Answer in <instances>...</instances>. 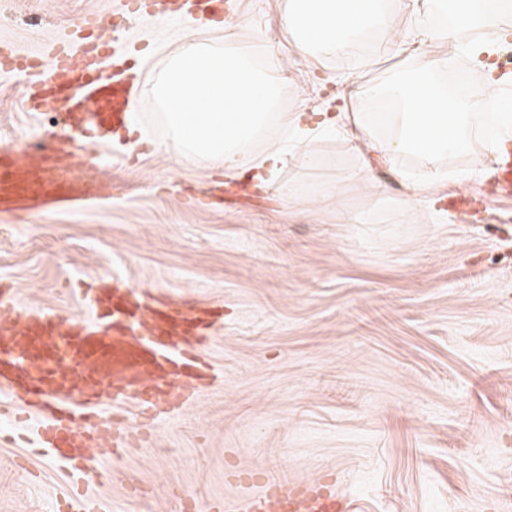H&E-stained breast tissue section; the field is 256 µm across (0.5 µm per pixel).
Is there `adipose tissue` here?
Wrapping results in <instances>:
<instances>
[{
    "instance_id": "obj_1",
    "label": "adipose tissue",
    "mask_w": 512,
    "mask_h": 512,
    "mask_svg": "<svg viewBox=\"0 0 512 512\" xmlns=\"http://www.w3.org/2000/svg\"><path fill=\"white\" fill-rule=\"evenodd\" d=\"M382 0H288L280 17L282 30L292 38L295 55L307 59L325 53L346 57L356 46L357 38L377 32L383 47L394 54L410 51L404 35L384 15ZM475 27L495 32L493 19L478 0H461L455 24L437 27L427 24L423 39L456 47V31ZM403 94L410 101L408 111L395 116V128L383 130L376 114L341 112L325 119L324 128L343 134L352 149L367 150L387 166H396L406 154L415 156L413 170L401 172L408 195L407 203H419L422 197L438 193L447 180L439 166L443 157L468 152L474 143H482L489 160H496L503 143L512 141V114L503 112L478 132L467 127L462 105L448 99L427 78L405 84Z\"/></svg>"
}]
</instances>
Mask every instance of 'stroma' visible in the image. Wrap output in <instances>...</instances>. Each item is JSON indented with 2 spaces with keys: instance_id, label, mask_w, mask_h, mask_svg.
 <instances>
[{
  "instance_id": "35a3bbf8",
  "label": "stroma",
  "mask_w": 512,
  "mask_h": 512,
  "mask_svg": "<svg viewBox=\"0 0 512 512\" xmlns=\"http://www.w3.org/2000/svg\"><path fill=\"white\" fill-rule=\"evenodd\" d=\"M119 0H16L0 9V42L34 48L96 13L129 30L142 82L182 43L222 37L264 49L291 69L285 112L305 113L307 143L273 188L209 205L219 173L174 157L143 125L123 147L85 143L83 157L123 186L120 198L42 215L0 218V288L59 319L83 315L82 291L119 282L196 301L217 315L207 350L218 391L158 418L149 439L100 462L91 492L102 512H182L255 491L265 478L336 483L352 512H495L512 485V236L502 223H458L459 190L512 218V201L483 194L484 148L443 158L472 178L449 182L417 208L396 171L364 162L324 113L344 101L345 75L366 84L398 73L443 85L459 65L482 87L503 81L466 52L434 46L380 52L352 67L297 57L279 20L288 0H224L215 26L176 18L125 19ZM24 78L0 76V142L69 147L78 136L55 113L30 112ZM354 170L364 181L337 196L314 185ZM0 394V512H65V460L39 451L37 420Z\"/></svg>"
}]
</instances>
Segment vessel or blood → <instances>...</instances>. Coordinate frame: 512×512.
Masks as SVG:
<instances>
[{"mask_svg":"<svg viewBox=\"0 0 512 512\" xmlns=\"http://www.w3.org/2000/svg\"><path fill=\"white\" fill-rule=\"evenodd\" d=\"M176 0H124L126 14H175ZM96 14L71 33L36 50L0 47V72L28 77L31 110L57 107L71 125L104 126L130 103L121 73L102 65L111 48ZM493 186L512 198V153H500ZM113 197L112 182L74 171L60 150L0 148V218L71 210ZM91 312L66 322L17 304L0 292V391L26 395V411L43 417L42 442L74 470L122 456L134 432L198 400L224 382L205 352L214 319L196 305L134 288L85 293ZM134 404V418L101 419L104 396ZM350 504L320 481L270 479L236 499L209 503L206 512H349Z\"/></svg>","mask_w":512,"mask_h":512,"instance_id":"b4317fda","label":"vessel or blood"}]
</instances>
